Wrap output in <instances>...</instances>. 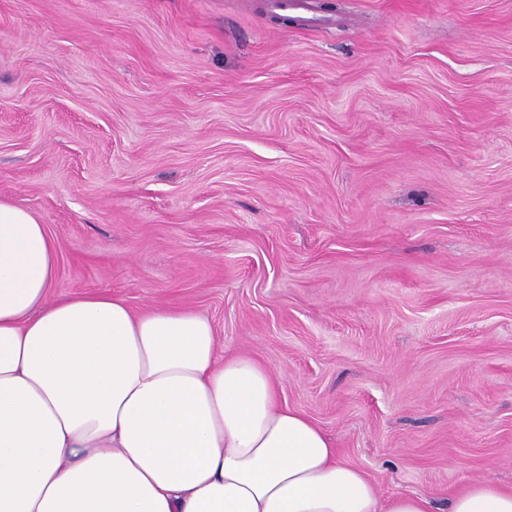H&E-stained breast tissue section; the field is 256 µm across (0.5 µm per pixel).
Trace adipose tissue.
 Masks as SVG:
<instances>
[{"mask_svg":"<svg viewBox=\"0 0 512 512\" xmlns=\"http://www.w3.org/2000/svg\"><path fill=\"white\" fill-rule=\"evenodd\" d=\"M41 217L0 198V512H434L381 498L214 324L109 291L53 297ZM448 512H512L472 482Z\"/></svg>","mask_w":512,"mask_h":512,"instance_id":"adipose-tissue-1","label":"adipose tissue"}]
</instances>
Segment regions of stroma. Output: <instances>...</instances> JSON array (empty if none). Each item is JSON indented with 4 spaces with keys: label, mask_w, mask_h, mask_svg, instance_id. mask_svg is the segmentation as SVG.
Wrapping results in <instances>:
<instances>
[{
    "label": "stroma",
    "mask_w": 512,
    "mask_h": 512,
    "mask_svg": "<svg viewBox=\"0 0 512 512\" xmlns=\"http://www.w3.org/2000/svg\"><path fill=\"white\" fill-rule=\"evenodd\" d=\"M0 0V198L55 294L210 318L381 497L512 487V0Z\"/></svg>",
    "instance_id": "1"
}]
</instances>
